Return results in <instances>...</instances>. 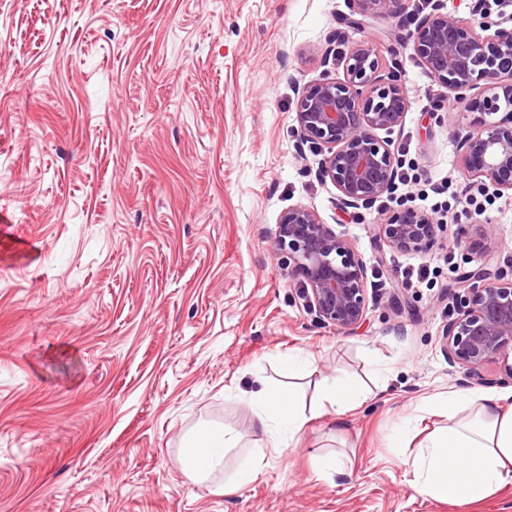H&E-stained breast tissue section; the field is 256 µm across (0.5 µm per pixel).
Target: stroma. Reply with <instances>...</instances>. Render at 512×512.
Returning a JSON list of instances; mask_svg holds the SVG:
<instances>
[{"instance_id": "obj_1", "label": "stroma", "mask_w": 512, "mask_h": 512, "mask_svg": "<svg viewBox=\"0 0 512 512\" xmlns=\"http://www.w3.org/2000/svg\"><path fill=\"white\" fill-rule=\"evenodd\" d=\"M422 4L348 28L347 0H0V512H512V486L468 506L418 495L415 446L392 444L421 398L459 387L441 342L451 290L478 259L512 258V199H452L472 116L429 117L445 90L402 41ZM360 42L401 63L398 193L440 203L448 226L425 255L385 249L388 201L340 208L320 154L295 147L298 90L343 77ZM295 206L367 264L354 331L315 321L276 249ZM421 264L428 279L403 286ZM292 353L312 376L288 372ZM323 379L372 395L320 416ZM267 385L309 420L225 494L255 452L248 401ZM205 428L241 445L195 483L182 445ZM333 456L343 472L321 477L315 459Z\"/></svg>"}]
</instances>
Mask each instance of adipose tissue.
Here are the masks:
<instances>
[{
    "label": "adipose tissue",
    "mask_w": 512,
    "mask_h": 512,
    "mask_svg": "<svg viewBox=\"0 0 512 512\" xmlns=\"http://www.w3.org/2000/svg\"><path fill=\"white\" fill-rule=\"evenodd\" d=\"M256 434L266 447L289 446L307 419L298 414L292 394L264 388L252 397ZM443 417L419 445L411 463L409 485L416 493L440 502L473 504L512 485V406L502 398L473 391H448L425 397L406 416L395 435L396 447L425 416ZM239 438L228 429L207 430L184 443L183 470L188 477L207 479L224 467L228 449Z\"/></svg>",
    "instance_id": "1"
}]
</instances>
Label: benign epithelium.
<instances>
[{
	"instance_id": "1",
	"label": "benign epithelium",
	"mask_w": 512,
	"mask_h": 512,
	"mask_svg": "<svg viewBox=\"0 0 512 512\" xmlns=\"http://www.w3.org/2000/svg\"><path fill=\"white\" fill-rule=\"evenodd\" d=\"M402 0H348L344 21L359 26L369 15L391 14ZM429 12L415 19L407 45L447 92L448 103L474 115L457 133L462 170L477 186L512 197V31L482 20L474 26L425 0ZM396 58L385 60L363 42L344 56V78L318 79L299 90L292 130L299 149L322 155L319 175L338 191L343 208L370 209L394 195L400 180L391 142L380 132L399 126L409 101ZM502 114L497 121L492 115ZM444 226L411 207L381 214L379 237L393 251L424 254ZM277 248L306 292L316 320L348 332L366 320L367 265L350 241L307 207L288 209ZM468 287L454 294L456 316L443 331L448 363L468 377L495 362L512 377V261L480 263Z\"/></svg>"
}]
</instances>
